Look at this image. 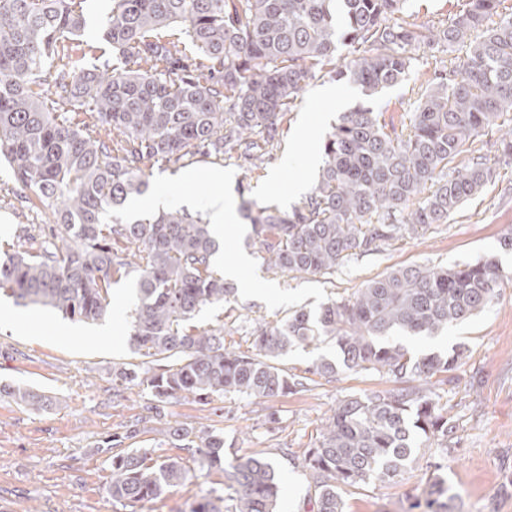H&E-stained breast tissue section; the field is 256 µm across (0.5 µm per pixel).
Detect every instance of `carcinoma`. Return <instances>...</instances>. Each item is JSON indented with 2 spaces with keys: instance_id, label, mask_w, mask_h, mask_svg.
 <instances>
[{
  "instance_id": "obj_1",
  "label": "carcinoma",
  "mask_w": 512,
  "mask_h": 512,
  "mask_svg": "<svg viewBox=\"0 0 512 512\" xmlns=\"http://www.w3.org/2000/svg\"><path fill=\"white\" fill-rule=\"evenodd\" d=\"M86 3L0 0V158L25 201L55 216L49 231L24 229L0 244V290L18 304L94 322L107 313L112 285L136 273L129 343L157 368L129 363L112 380L143 386L159 402L292 393L304 377L276 361L330 340L336 356L318 359L309 373H379L403 387L338 404L305 455L317 512H345L344 488L396 483L421 449L453 435L427 384L438 375L452 381L469 352L458 343L415 354L400 337L431 338L477 316L498 300L512 270L494 255L447 268L398 267L347 298L259 325L245 354L224 346V325L196 322L235 293L214 265L220 244L202 214L169 209L124 222L115 212L148 191L147 161L256 165L323 74L372 96L403 81L420 48L467 42L464 58L434 70L408 134L386 131L379 113L359 104L326 136L317 184L303 201L289 210L255 202L245 214L264 264L311 276L403 232L448 223L495 179L483 137L512 112V16L484 27L502 0H469L441 27L405 20V0H111L94 43L81 39ZM339 43L352 48L341 62ZM495 145L498 160L512 161V129ZM465 153L468 162L448 173ZM0 394L33 410L51 403L28 385H1ZM176 433L200 449L202 466L224 469L232 512H276L281 481L271 461H227L224 434L209 427ZM447 471L442 457L431 512H448ZM188 474L178 459L132 448L112 456L107 491L133 508Z\"/></svg>"
}]
</instances>
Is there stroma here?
Segmentation results:
<instances>
[{
  "label": "stroma",
  "instance_id": "1",
  "mask_svg": "<svg viewBox=\"0 0 512 512\" xmlns=\"http://www.w3.org/2000/svg\"><path fill=\"white\" fill-rule=\"evenodd\" d=\"M464 54L458 46L419 51L408 78L371 101L387 130L405 131L434 67ZM326 90L335 92L336 105H322ZM362 100L344 83L317 78L286 115L280 140L262 164L248 169L236 160L224 161L223 170L233 176L231 186L207 181L212 166L203 162L176 171L147 163L150 183L169 185L178 196L175 208L191 214L204 212L205 198L224 191L237 205L250 200L290 208L287 189L267 188L266 176L277 169L288 180L309 167L306 153L295 150V132L314 123L319 136H326L340 113ZM190 172L199 180L187 188L183 179ZM13 186V172L1 160L0 225L13 235L33 224L53 226L52 212L31 210ZM247 232L244 219L228 226L224 253L249 255L250 278L270 284V292L251 293L244 283H236L223 312L207 309L197 318L205 328L223 318L224 344L237 352L249 351L255 322L272 323L299 307L314 309L348 297L366 281L400 266L450 267L495 252L511 268L512 254L499 253L498 241L512 233V164L498 165L495 180L448 223L353 257L332 274L296 278L268 270L258 246L246 242ZM133 303L127 279L113 287L108 313L95 323L0 297V385L28 384L53 400L48 408L34 411L0 396V512H191L199 501L230 498L223 471L199 468L196 450L178 440L176 429L187 426L223 432L227 457L259 455L272 461L281 477L279 512H316L306 449L315 447L322 425L345 396L393 390L396 382L377 374L342 372L333 379L314 377L305 388L273 399L229 395L204 405L188 396L159 404L142 388L112 380L113 368L140 361L128 344ZM458 343L469 348L465 363L453 383L436 388L456 426L448 444L449 512H512V283L504 286L498 303L468 322L431 339L406 341L416 353ZM128 448L147 450L155 459H181L190 477L156 499L121 507L107 487L113 454ZM438 457L436 450L421 449L399 483L347 489L345 512H427Z\"/></svg>",
  "mask_w": 512,
  "mask_h": 512
}]
</instances>
